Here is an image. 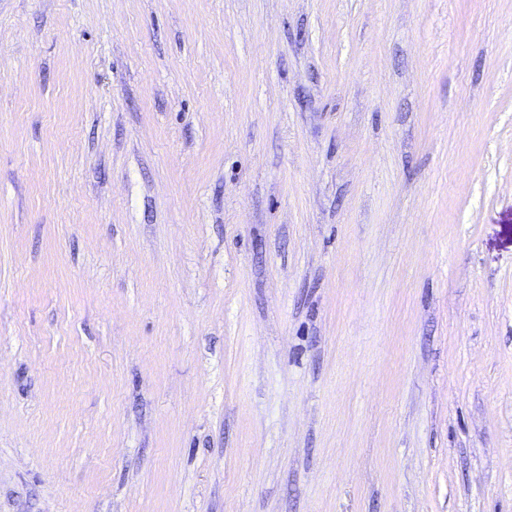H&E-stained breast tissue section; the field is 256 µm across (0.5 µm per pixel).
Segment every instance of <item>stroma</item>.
<instances>
[{
  "instance_id": "obj_1",
  "label": "stroma",
  "mask_w": 512,
  "mask_h": 512,
  "mask_svg": "<svg viewBox=\"0 0 512 512\" xmlns=\"http://www.w3.org/2000/svg\"><path fill=\"white\" fill-rule=\"evenodd\" d=\"M0 512H512V0H0Z\"/></svg>"
}]
</instances>
